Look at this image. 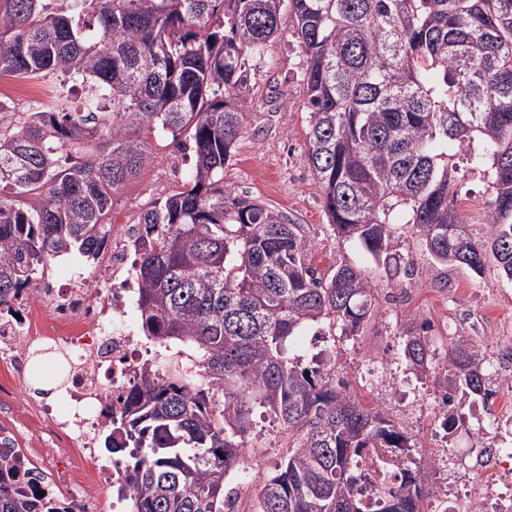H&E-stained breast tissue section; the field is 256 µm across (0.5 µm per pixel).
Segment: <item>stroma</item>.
Here are the masks:
<instances>
[{
	"mask_svg": "<svg viewBox=\"0 0 512 512\" xmlns=\"http://www.w3.org/2000/svg\"><path fill=\"white\" fill-rule=\"evenodd\" d=\"M302 62L293 23L282 17L280 35L263 55L250 60L244 94L251 107L235 154L224 167L225 186L274 208L289 223L302 225L311 244L309 259L318 272L329 274L334 263L345 260L366 269L378 290L375 312L357 335L337 338L332 369L410 437L411 459L427 460L449 449L476 448L484 443L512 448V422L497 426L491 422L497 407L512 403V395L502 394L495 405L461 397L471 415L464 427L449 434L441 427L442 412L433 405L438 383L447 374L453 338L466 337L491 356L495 337L512 336V282L502 278L491 263L479 276L463 268L434 264L401 207L392 215L393 250L413 262L411 280L390 279L356 241L335 236L325 214L321 187L303 161L308 114L300 80ZM56 84L52 75L26 80L0 77V86L9 88V97L20 112L37 103L55 105ZM151 144L155 160L114 195L112 223H134L143 209L188 180L191 166L171 137L152 138ZM483 148V140L477 137L452 156L459 169L458 205L470 218L467 229L471 236L481 240L488 233L485 215L494 194L487 167L473 165L470 158ZM422 322L431 326L433 369L427 378L412 373L402 352L404 328ZM252 420L244 438L247 453L242 467L248 481L256 484L286 455L288 433L261 410H254Z\"/></svg>",
	"mask_w": 512,
	"mask_h": 512,
	"instance_id": "obj_1",
	"label": "stroma"
}]
</instances>
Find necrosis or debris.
I'll list each match as a JSON object with an SVG mask.
<instances>
[{"label":"necrosis or debris","instance_id":"necrosis-or-debris-1","mask_svg":"<svg viewBox=\"0 0 512 512\" xmlns=\"http://www.w3.org/2000/svg\"><path fill=\"white\" fill-rule=\"evenodd\" d=\"M139 232L123 225L109 237L93 268H68L66 276L43 274L37 287L20 290L11 314L0 317V453L30 495L50 498L56 512H131L128 472L117 457H104L98 435L119 416L131 393L151 372L153 347L130 320L134 255ZM60 352L66 386L63 412H45L35 399L17 400L34 363L31 351ZM499 448L482 449L473 466L485 480L465 486L461 496L439 494L448 512H512V467L500 466ZM404 464L386 449L357 462L358 492L367 498L398 483Z\"/></svg>","mask_w":512,"mask_h":512}]
</instances>
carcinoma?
I'll list each match as a JSON object with an SVG mask.
<instances>
[{
  "instance_id": "carcinoma-1",
  "label": "carcinoma",
  "mask_w": 512,
  "mask_h": 512,
  "mask_svg": "<svg viewBox=\"0 0 512 512\" xmlns=\"http://www.w3.org/2000/svg\"><path fill=\"white\" fill-rule=\"evenodd\" d=\"M293 21L304 59V162L316 175L336 237L356 240L396 280L412 262L391 252L403 205L427 255L512 280V0H0V75L60 79L73 111L15 112L0 100V311L58 256L97 260L112 196L154 161L149 138L193 155L189 179L138 217L135 277L143 335L170 349L164 381L138 396L102 439L132 446L135 512H224L255 407L292 438L256 487L255 512H421L430 474L366 503L352 466L370 448L408 450V437L324 368L290 356L322 321L351 333L376 288L349 263L323 278L302 225L224 188L250 108L248 58ZM479 136L494 200L487 239L459 236L458 169L448 151ZM414 371L432 369L427 337L404 334ZM458 384L491 397L477 350L459 336ZM0 497V512H34Z\"/></svg>"
}]
</instances>
